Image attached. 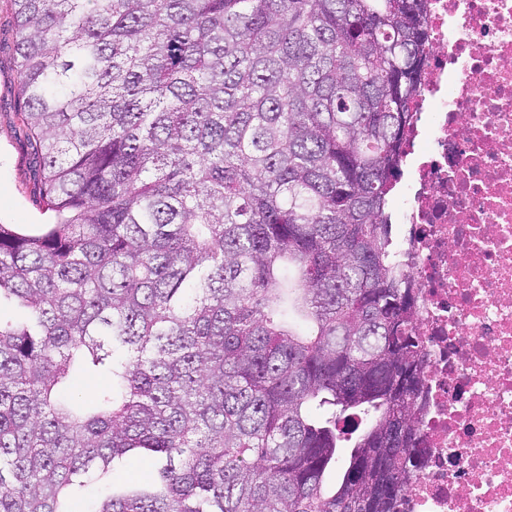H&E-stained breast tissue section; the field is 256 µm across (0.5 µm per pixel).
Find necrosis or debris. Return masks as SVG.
<instances>
[{"label": "necrosis or debris", "mask_w": 512, "mask_h": 512, "mask_svg": "<svg viewBox=\"0 0 512 512\" xmlns=\"http://www.w3.org/2000/svg\"><path fill=\"white\" fill-rule=\"evenodd\" d=\"M395 257L428 366L402 512H512V0H428Z\"/></svg>", "instance_id": "obj_1"}]
</instances>
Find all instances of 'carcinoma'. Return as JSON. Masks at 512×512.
<instances>
[{
  "label": "carcinoma",
  "instance_id": "cac0c4a2",
  "mask_svg": "<svg viewBox=\"0 0 512 512\" xmlns=\"http://www.w3.org/2000/svg\"><path fill=\"white\" fill-rule=\"evenodd\" d=\"M427 2L11 0L55 222L0 224V512H77L133 455L157 478L90 512H400Z\"/></svg>",
  "mask_w": 512,
  "mask_h": 512
}]
</instances>
